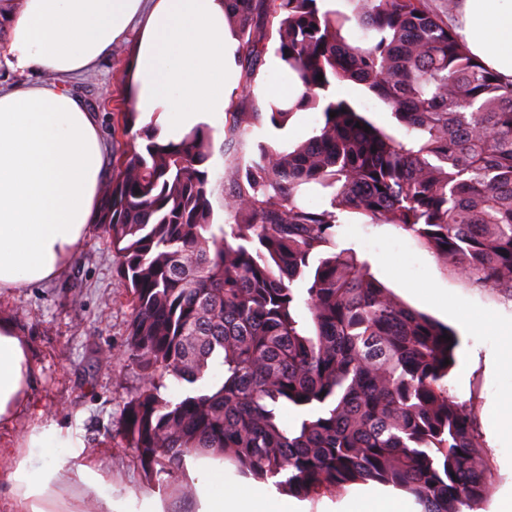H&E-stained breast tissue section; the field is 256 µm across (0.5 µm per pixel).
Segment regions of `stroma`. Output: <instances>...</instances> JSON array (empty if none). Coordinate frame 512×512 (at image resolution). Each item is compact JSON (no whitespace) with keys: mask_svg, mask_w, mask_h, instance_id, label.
Returning a JSON list of instances; mask_svg holds the SVG:
<instances>
[{"mask_svg":"<svg viewBox=\"0 0 512 512\" xmlns=\"http://www.w3.org/2000/svg\"><path fill=\"white\" fill-rule=\"evenodd\" d=\"M135 42L127 40L104 57L89 75L67 79L79 98H97L94 113L106 139L108 154L122 157L127 139L114 134L118 113L131 111L128 72ZM322 123L319 112L296 113L281 130L252 127L241 146L250 154L258 143L294 146ZM340 246L355 248L371 263L375 278L402 302L450 328H458L456 309L485 312L512 324V296L498 288H477L456 275L409 234L391 224H363L348 218ZM435 296H427V289ZM119 262L99 227H92L65 274L47 283L0 294V315L12 317L31 344L34 378L30 400L11 426L0 427V470L22 438L38 421L55 420L69 428L74 447L57 449L69 463L106 465V490L127 512H139L144 500H157L163 512H197L196 481L184 476L172 485L146 478L132 449L119 434L123 407L140 385L136 369L122 359L99 364L101 353H114L127 343L131 313ZM497 342L494 331L460 336L456 364L448 375L451 393L471 412L493 479L477 512H496L512 492V441L492 437L494 396L512 388L511 377L489 371L482 359Z\"/></svg>","mask_w":512,"mask_h":512,"instance_id":"stroma-1","label":"stroma"}]
</instances>
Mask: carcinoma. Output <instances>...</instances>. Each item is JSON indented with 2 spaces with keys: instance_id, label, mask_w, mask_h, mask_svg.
Here are the masks:
<instances>
[{
  "instance_id": "obj_1",
  "label": "carcinoma",
  "mask_w": 512,
  "mask_h": 512,
  "mask_svg": "<svg viewBox=\"0 0 512 512\" xmlns=\"http://www.w3.org/2000/svg\"><path fill=\"white\" fill-rule=\"evenodd\" d=\"M344 2L225 0L244 98L272 38L307 94L231 104L224 144L300 110L323 116L292 149L226 157L232 222L214 223L209 128L165 143L132 133L136 113L121 116L134 145L109 171L97 221L132 311L121 356L141 376L120 433L150 481L179 480L185 457L203 454L298 496L372 481L423 512H474L491 472L448 388L457 334L400 302L338 240L348 216L392 224L469 283L512 294V82L424 0ZM346 81L397 129L329 94ZM309 190L327 204L307 206ZM168 377L191 390L165 398Z\"/></svg>"
}]
</instances>
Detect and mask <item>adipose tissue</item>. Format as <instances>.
Instances as JSON below:
<instances>
[{
    "label": "adipose tissue",
    "instance_id": "adipose-tissue-1",
    "mask_svg": "<svg viewBox=\"0 0 512 512\" xmlns=\"http://www.w3.org/2000/svg\"><path fill=\"white\" fill-rule=\"evenodd\" d=\"M458 33L468 50L512 80V0H458ZM137 50L128 83L141 127L179 142L223 118L239 43L224 0H0V70L28 82L0 88V291L61 276L97 220L106 143L93 112L62 84L89 73L130 31ZM465 332L497 327L500 344L484 359L512 374V326L459 310ZM30 346L0 317V426L26 404ZM7 466L10 512H120L103 490L102 466H67L54 455L69 431L48 421L30 429ZM199 512H303L262 482L225 484L223 468L200 472Z\"/></svg>",
    "mask_w": 512,
    "mask_h": 512
}]
</instances>
